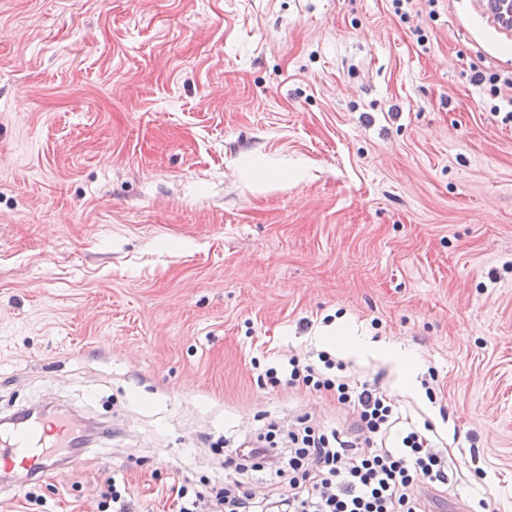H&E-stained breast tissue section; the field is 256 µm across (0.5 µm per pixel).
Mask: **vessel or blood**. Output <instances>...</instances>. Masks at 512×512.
I'll return each mask as SVG.
<instances>
[{
    "mask_svg": "<svg viewBox=\"0 0 512 512\" xmlns=\"http://www.w3.org/2000/svg\"><path fill=\"white\" fill-rule=\"evenodd\" d=\"M472 7L498 31H512V0H470ZM68 432L62 423L46 425L43 418L21 413L13 427L0 432V467L21 466L30 475L56 468L54 452L67 447Z\"/></svg>",
    "mask_w": 512,
    "mask_h": 512,
    "instance_id": "obj_1",
    "label": "vessel or blood"
}]
</instances>
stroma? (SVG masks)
Listing matches in <instances>:
<instances>
[{"mask_svg": "<svg viewBox=\"0 0 512 512\" xmlns=\"http://www.w3.org/2000/svg\"><path fill=\"white\" fill-rule=\"evenodd\" d=\"M0 0V418H107L0 512L233 476L258 382L324 350L448 450L436 512H512V124L474 71L512 44L466 0ZM287 186H258L261 174Z\"/></svg>", "mask_w": 512, "mask_h": 512, "instance_id": "obj_1", "label": "stroma"}]
</instances>
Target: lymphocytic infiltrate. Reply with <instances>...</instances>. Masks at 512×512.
Masks as SVG:
<instances>
[{"label":"lymphocytic infiltrate","mask_w":512,"mask_h":512,"mask_svg":"<svg viewBox=\"0 0 512 512\" xmlns=\"http://www.w3.org/2000/svg\"><path fill=\"white\" fill-rule=\"evenodd\" d=\"M318 359L304 365L292 357L263 377L274 387L301 383L333 392L355 415L352 428L324 430L302 416L283 437L267 422L236 448V479L206 491L179 486L178 512H430L422 488L448 485L438 435L399 414L377 385L324 377L335 362L324 351ZM262 469L277 482L276 492L243 490L242 476Z\"/></svg>","instance_id":"1"}]
</instances>
